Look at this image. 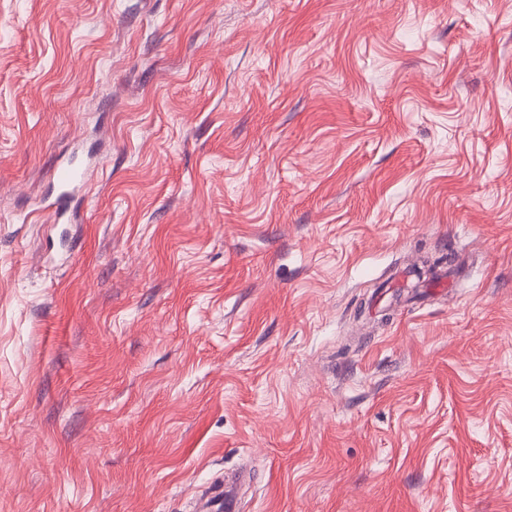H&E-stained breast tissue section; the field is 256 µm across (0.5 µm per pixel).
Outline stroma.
<instances>
[{
	"label": "stroma",
	"instance_id": "obj_1",
	"mask_svg": "<svg viewBox=\"0 0 512 512\" xmlns=\"http://www.w3.org/2000/svg\"><path fill=\"white\" fill-rule=\"evenodd\" d=\"M240 468L244 512H512V0H0V512Z\"/></svg>",
	"mask_w": 512,
	"mask_h": 512
}]
</instances>
